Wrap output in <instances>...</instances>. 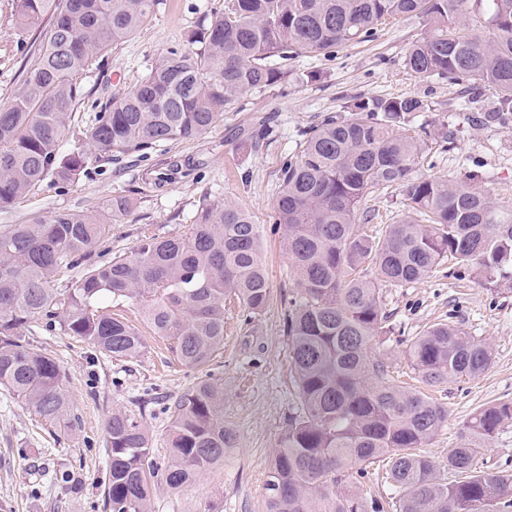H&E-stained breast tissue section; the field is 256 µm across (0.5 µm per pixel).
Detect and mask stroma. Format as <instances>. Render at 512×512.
I'll return each instance as SVG.
<instances>
[{
  "label": "stroma",
  "mask_w": 512,
  "mask_h": 512,
  "mask_svg": "<svg viewBox=\"0 0 512 512\" xmlns=\"http://www.w3.org/2000/svg\"><path fill=\"white\" fill-rule=\"evenodd\" d=\"M222 3L156 0L147 21L103 51L84 77L85 94L72 114L68 147L82 146L94 114L137 85L160 57L175 48L188 49L191 35L208 24ZM49 30L46 18L19 29L14 0H0V103L18 90L25 59ZM426 32L421 19L399 18L381 25L373 40L343 47L335 57L290 55L282 63L285 82L251 93L202 136L90 157L74 181L47 179L11 210L0 212V225L23 224L62 209L99 214L113 197H129L133 209L112 227L111 250L123 255L145 238L184 234L203 200H228L260 226L272 294L267 309L252 319L237 303H228L224 347L196 370L182 366L166 341L147 328L142 331L144 354L125 359L102 355L44 320L28 324L26 341L51 354L68 375L77 423L71 431L51 426L0 389V512H103L100 481L108 462V416L120 409L142 418L152 435L153 459L165 465L168 406L207 376L224 384V423L235 432L236 445L223 463L193 484L176 490L158 485L154 512H264L269 466L296 405L282 304L283 294L295 285L275 229L274 206L281 168L297 152L303 132L356 98L418 97L426 108L412 115V127H433L448 135L430 142L418 176L472 181L500 210H512V119L485 121L497 103L489 90L420 79L406 68L409 44ZM403 200L400 188L371 189L361 215L365 232L381 235L387 225L403 219ZM383 302L403 338L390 348L401 373L409 371L407 343L435 323L457 325L493 348L492 364L483 375L425 389L448 410L447 425L426 448L432 459L445 461L478 407L512 402V283L492 286L472 273L451 275L442 266L419 283L384 287ZM62 467L75 472L78 489L56 481Z\"/></svg>",
  "instance_id": "obj_1"
}]
</instances>
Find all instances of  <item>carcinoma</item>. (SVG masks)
<instances>
[{"label":"carcinoma","mask_w":512,"mask_h":512,"mask_svg":"<svg viewBox=\"0 0 512 512\" xmlns=\"http://www.w3.org/2000/svg\"><path fill=\"white\" fill-rule=\"evenodd\" d=\"M154 2L14 0L18 24L48 15L51 26L20 88L0 105V210L50 177L80 175L88 153L64 151L80 80L105 48L146 21ZM406 15L428 27L407 49L408 70L495 93L492 119L512 113V0H224L192 36L201 48L161 57L95 115L87 140L109 154L196 138L246 94L281 83L274 58L331 55ZM424 108L412 96L359 99L346 106L348 115L327 114L304 132L281 169L276 230L298 289L284 331L300 408L288 417L269 467L266 512L512 508V471L478 466L496 433L512 424V404L478 408L440 465L422 448L446 425L448 409L396 384L389 358L372 353L389 331L380 285L420 282L445 262L450 274L464 269L491 285L512 281V212L478 189L416 175L432 134L398 128ZM395 185L426 223L401 220L376 239L358 224L362 201L372 188ZM131 208L130 199L114 197L105 217L58 210L0 227V388L69 431L68 378L20 336L30 322L45 319L106 356L135 359L145 348L139 329L101 307L131 301L173 356L196 369L224 347L226 298L250 318L271 299L259 225L228 201L203 202L183 235L150 237L128 255L93 261V249L112 239V223ZM367 264L375 277L365 275ZM78 267L79 275L56 287L61 273ZM407 358L421 382L441 386L484 374L492 348L435 323L412 339ZM105 428L106 512H151L157 475L174 489L191 484L237 441L224 425V384L210 379L174 402L161 473L142 420L114 411ZM380 461L388 493L367 498L351 478Z\"/></svg>","instance_id":"1"}]
</instances>
